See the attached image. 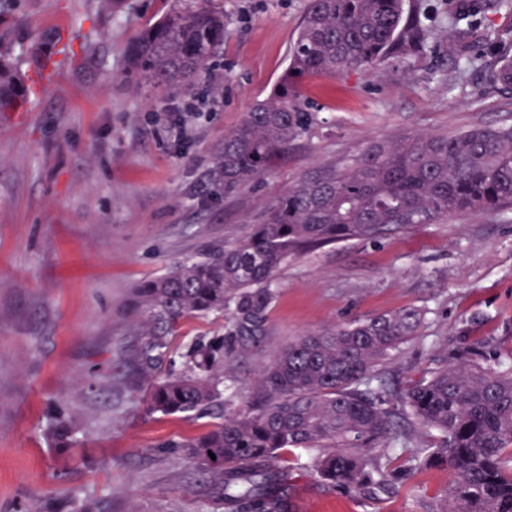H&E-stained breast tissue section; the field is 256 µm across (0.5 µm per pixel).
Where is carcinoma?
<instances>
[{"mask_svg":"<svg viewBox=\"0 0 512 512\" xmlns=\"http://www.w3.org/2000/svg\"><path fill=\"white\" fill-rule=\"evenodd\" d=\"M179 2L124 46L126 77L189 85L209 67L224 43V13ZM405 15V0H309L288 71L215 149V185L231 193L265 177L310 133L304 77L369 70L395 50L424 47L428 31ZM470 25L471 15L454 11L448 36L460 42ZM489 80L512 87L509 51L498 52ZM28 91L0 52V113L17 111ZM511 208L512 125L374 144L288 189L246 238L135 286L130 311L139 342L117 354L121 383L134 392L146 388L150 413L221 420L166 447L181 449L207 475L229 512H286V478L272 467L286 448L327 444L331 450L309 464L318 478L343 488L380 485L389 473L365 451L378 448L384 457L417 427L438 433L439 444L422 452L453 474L442 512H512V367L454 354L403 386L383 381V368L416 335L422 311L401 309L296 338L259 372L245 410L224 413L223 388L224 366L268 336L277 269L300 250ZM217 312L225 315L224 332L192 343L180 354V371L158 375L178 321ZM79 432L77 421L59 413L46 434L55 447L71 448Z\"/></svg>","mask_w":512,"mask_h":512,"instance_id":"1","label":"carcinoma"}]
</instances>
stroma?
I'll use <instances>...</instances> for the list:
<instances>
[{
  "mask_svg": "<svg viewBox=\"0 0 512 512\" xmlns=\"http://www.w3.org/2000/svg\"><path fill=\"white\" fill-rule=\"evenodd\" d=\"M224 44L215 70L194 86L155 88L125 76L124 45L176 5L127 0H13L0 12V43L34 70L32 36L59 38L53 78L22 111L0 115V512H225L176 440L211 417L148 413L145 392L112 378L120 347L134 343L131 289L177 261L246 237L272 202L329 164L377 142L512 124V89L481 66L459 73L466 47L512 16L478 15L466 44L449 41L448 0H410L429 33L425 53H393L377 68L306 78L311 136L275 171L227 194L210 181L212 153L265 99L288 67L308 0H215ZM270 334L224 369V404L242 409L257 373L297 337L404 308L424 310L416 336L387 370L419 378L444 351L512 362V210H473L378 240L347 239L302 252L277 272ZM220 315L180 320L170 348L222 332ZM82 425L76 447L46 438L55 411ZM417 430L386 461L389 488L321 485L316 451L287 448L291 512H440L451 482L443 466L404 460L433 447Z\"/></svg>",
  "mask_w": 512,
  "mask_h": 512,
  "instance_id": "obj_1",
  "label": "stroma"
}]
</instances>
